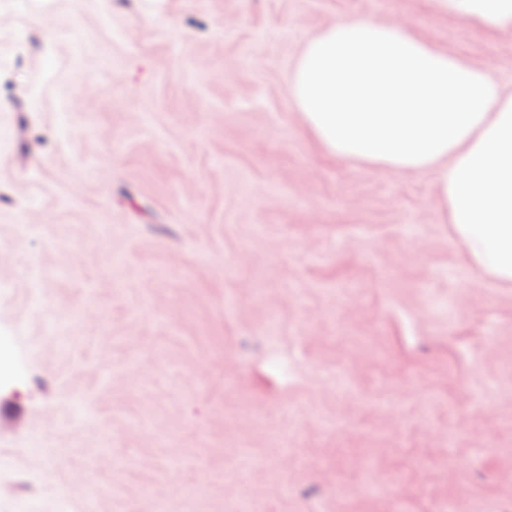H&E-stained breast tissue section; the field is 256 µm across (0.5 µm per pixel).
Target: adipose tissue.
<instances>
[{
    "instance_id": "obj_1",
    "label": "adipose tissue",
    "mask_w": 512,
    "mask_h": 512,
    "mask_svg": "<svg viewBox=\"0 0 512 512\" xmlns=\"http://www.w3.org/2000/svg\"><path fill=\"white\" fill-rule=\"evenodd\" d=\"M512 31V0H434ZM288 101L319 149L395 174L430 171L440 212L481 278L512 285V92L492 62L437 48L413 20L339 19L300 48Z\"/></svg>"
}]
</instances>
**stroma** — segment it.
<instances>
[{
  "label": "stroma",
  "instance_id": "1",
  "mask_svg": "<svg viewBox=\"0 0 512 512\" xmlns=\"http://www.w3.org/2000/svg\"><path fill=\"white\" fill-rule=\"evenodd\" d=\"M339 18L512 88L425 0H0V512H512V286L289 108Z\"/></svg>",
  "mask_w": 512,
  "mask_h": 512
}]
</instances>
